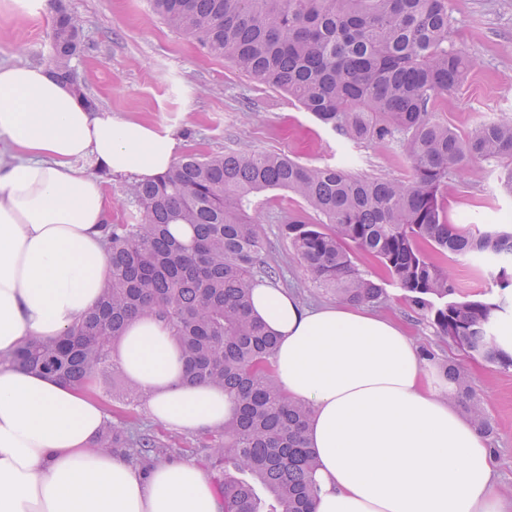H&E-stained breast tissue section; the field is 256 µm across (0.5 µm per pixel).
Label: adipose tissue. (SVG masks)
I'll use <instances>...</instances> for the list:
<instances>
[{"mask_svg":"<svg viewBox=\"0 0 512 512\" xmlns=\"http://www.w3.org/2000/svg\"><path fill=\"white\" fill-rule=\"evenodd\" d=\"M180 148L170 131L85 109L46 67L0 66V354L62 334L100 299L109 203L87 162L146 182ZM250 314L280 338L282 390L312 409L314 512H512L492 448L398 322L346 304L310 309L258 281ZM113 355L159 424L203 434L231 417L223 389L182 381L179 347L156 318L130 321ZM109 418L94 379L76 387L0 366V512H222L193 461L146 472L95 451Z\"/></svg>","mask_w":512,"mask_h":512,"instance_id":"1","label":"adipose tissue"}]
</instances>
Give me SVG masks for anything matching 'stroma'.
<instances>
[{
  "label": "stroma",
  "mask_w": 512,
  "mask_h": 512,
  "mask_svg": "<svg viewBox=\"0 0 512 512\" xmlns=\"http://www.w3.org/2000/svg\"><path fill=\"white\" fill-rule=\"evenodd\" d=\"M62 2L81 20V52L75 65L97 108L169 130L183 152L249 149L282 153L314 166L349 160L363 177L407 178L409 168L400 148L342 139L286 93L256 83L230 61L209 55L172 30L152 13L148 0ZM448 10L455 42L477 64L443 95L437 118L463 135L485 119H512V0H448ZM54 16L49 0H0V65L47 64ZM88 171L104 183L112 204L111 223H123L131 210L127 190L132 177L110 175L95 164ZM506 173L505 164L491 162L468 177H450L443 193L451 221L465 216L482 228L512 223V195L500 187ZM292 213L316 224L321 221L294 193L274 189L261 194L257 219L276 271L272 282L294 294L302 306L336 304V297L318 287L289 243L286 222ZM446 267L459 296L497 297L498 288L470 262L452 256ZM384 288L386 299L374 306V313L405 328L423 352L427 369L437 374L443 365L455 363L468 374L494 428L487 443L497 458L499 488L512 495V369L470 358L443 341L430 321L412 309L402 289L390 282ZM106 374L113 384L99 396L112 423L135 417L149 433L172 441L181 457L203 460L197 435L164 428L149 415L145 402L128 404L129 379L120 364H112Z\"/></svg>",
  "instance_id": "1"
}]
</instances>
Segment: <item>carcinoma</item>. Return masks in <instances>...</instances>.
Instances as JSON below:
<instances>
[{
	"mask_svg": "<svg viewBox=\"0 0 512 512\" xmlns=\"http://www.w3.org/2000/svg\"><path fill=\"white\" fill-rule=\"evenodd\" d=\"M171 28L254 81L288 94L343 138L399 147L404 180L363 178L345 165L312 166L283 154L189 153L153 181L129 188L134 210L104 228L110 279L97 306L54 338L33 336L3 359L12 367L81 386L111 365V344L136 316L164 322L178 343L185 379L224 389L237 414L210 436L205 461L221 473L224 512H312L315 458L305 440L311 409L288 399L271 364L277 338L250 315V283L272 277L257 220L258 195L286 189L323 217L288 218L291 246L340 301L385 300L353 252L374 259L444 340L469 356L512 368V336L500 331L512 305V232L451 223L442 187L491 160H512V122H483L463 136L436 118L439 97L475 66L455 44L448 0H150ZM52 74L89 109L73 61L81 25L54 5ZM186 225L189 241L173 229ZM469 258L502 290L495 301H450L455 287L438 258ZM443 375L448 398L488 420L461 366ZM96 451L153 459L176 449L131 421L107 422Z\"/></svg>",
	"mask_w": 512,
	"mask_h": 512,
	"instance_id": "carcinoma-1",
	"label": "carcinoma"
}]
</instances>
